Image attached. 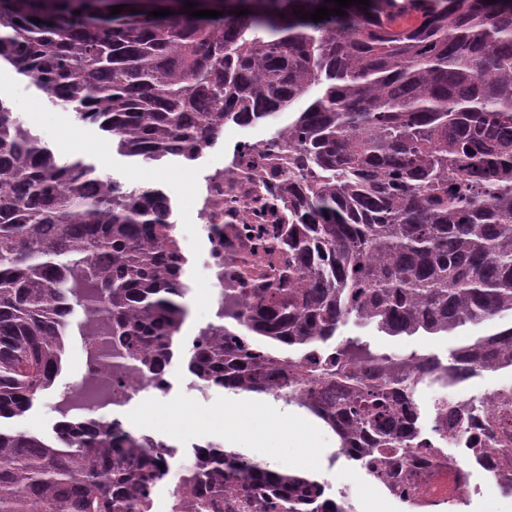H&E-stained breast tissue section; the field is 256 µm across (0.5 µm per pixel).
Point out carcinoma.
<instances>
[{"label": "carcinoma", "instance_id": "cac0c4a2", "mask_svg": "<svg viewBox=\"0 0 512 512\" xmlns=\"http://www.w3.org/2000/svg\"><path fill=\"white\" fill-rule=\"evenodd\" d=\"M188 1L222 16H192ZM417 2L419 22L395 34L382 17L396 0L317 22L297 12L335 4L0 0V62L141 162L195 161L224 122L267 121L319 90L272 140L288 211L262 247L280 263L245 317L199 333L188 370L299 394L402 497L399 464L440 456L448 438L422 424L418 380L512 370V0ZM171 207L160 187L60 160L0 98V512H146L162 471L142 438L88 419L49 438L5 422L61 373L77 307L79 335L108 321L97 355L140 379L173 359L187 285ZM350 321L388 336L492 332L444 362L336 340ZM484 433L512 457L511 400ZM207 448L178 491L189 512H343L314 477Z\"/></svg>", "mask_w": 512, "mask_h": 512}]
</instances>
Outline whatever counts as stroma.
<instances>
[{
  "label": "stroma",
  "instance_id": "1",
  "mask_svg": "<svg viewBox=\"0 0 512 512\" xmlns=\"http://www.w3.org/2000/svg\"><path fill=\"white\" fill-rule=\"evenodd\" d=\"M0 70L11 74V84L0 90V97L12 103L15 118L37 135L43 144L60 156L83 159L123 185L163 187L172 200L171 221L176 230L186 231L192 242H199L200 231L193 225L190 215V197L198 175L219 162L220 149L206 152L189 166L173 162L135 161L118 154L111 140L96 126L78 121L71 109L56 103L28 78L11 73L9 64H1ZM486 332V327L479 326L467 327L448 336H388L350 324L342 328L341 335L345 338L360 337L385 352L404 354L416 350L445 360L465 339L482 336ZM82 345L80 336H71L62 373L53 387L40 396L33 409L17 420V428L46 436L52 434L59 420L55 403L60 393L70 388L80 376ZM189 357L188 344L179 342L172 360L174 378L167 397L155 401L145 399L125 410L134 434H150L173 445L176 464H190L194 459V446L212 443L241 451L273 467L289 466L312 473L327 480L330 488H345L350 498L359 501L361 512H411L406 504L388 497L357 463L338 455V439L329 436L318 421L309 423L302 439L281 434L271 413L288 410L285 399L255 395L260 411L240 424L225 422V414L233 412L240 400L239 395L219 390L203 396L191 390L186 382ZM511 382L512 371L506 370L481 374L445 392L438 389L425 391L418 399L421 419L423 423H430L434 400L448 396L471 401L481 398L498 385ZM305 440L314 443L317 449L315 455L307 458L303 457L301 448ZM331 455L336 458V467L329 473L323 470L322 465Z\"/></svg>",
  "mask_w": 512,
  "mask_h": 512
}]
</instances>
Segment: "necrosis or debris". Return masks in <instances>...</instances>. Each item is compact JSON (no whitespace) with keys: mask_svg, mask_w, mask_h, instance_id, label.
Segmentation results:
<instances>
[{"mask_svg":"<svg viewBox=\"0 0 512 512\" xmlns=\"http://www.w3.org/2000/svg\"><path fill=\"white\" fill-rule=\"evenodd\" d=\"M264 141L247 147L228 145L221 160L196 184L190 210L194 224L202 230L205 243L198 255L206 286L203 326L219 324L221 313H235L243 308L245 291L261 287V277L269 271L266 253H253L245 230L259 232L271 227L276 217L258 200L262 181L270 180L272 170H286L284 157L265 154ZM98 344L87 340L84 345L79 382L68 389L60 404L69 414L86 418H103L105 424L123 425L127 406L144 396L163 397L170 387L169 374L160 380L142 382L127 368L108 367L94 356ZM460 402L435 407L433 422H447L448 445L452 448H478L484 457L478 471H485L491 447L483 442L479 421L459 417ZM164 474L149 490L148 512H175L174 501L183 470L171 455H164ZM406 482L419 485L415 512H437L454 500L460 481L457 472L440 463L409 465L403 472Z\"/></svg>","mask_w":512,"mask_h":512,"instance_id":"obj_1","label":"necrosis or debris"}]
</instances>
